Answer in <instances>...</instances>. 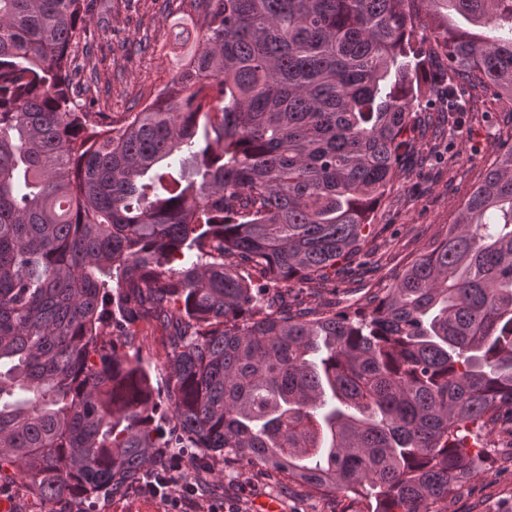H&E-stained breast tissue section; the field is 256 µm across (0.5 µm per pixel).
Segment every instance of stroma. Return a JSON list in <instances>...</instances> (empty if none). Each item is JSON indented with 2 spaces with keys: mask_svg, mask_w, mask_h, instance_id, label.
I'll use <instances>...</instances> for the list:
<instances>
[{
  "mask_svg": "<svg viewBox=\"0 0 512 512\" xmlns=\"http://www.w3.org/2000/svg\"><path fill=\"white\" fill-rule=\"evenodd\" d=\"M95 12L111 13L112 25L90 24L93 65L100 78L90 93L95 110L120 118L133 103H147L171 78V61L181 48L172 24L180 20L196 30L202 0H97ZM473 119L462 132L449 131L437 107L427 108V129L418 139V158L403 163L370 218L373 233L357 256L363 268L337 273L321 286L320 297L306 306L332 301L350 312L376 289L388 287L417 255L425 252L438 231L453 223L457 207L482 181L500 144L512 140V103L493 92L473 88ZM169 328L146 318L134 328V344L155 386L167 377ZM488 455L475 473L461 482L448 501V512H499L512 506V428L496 426L488 437ZM210 505L236 502L238 512H264L265 502L278 512H339L335 498L315 497L297 485L281 483L256 470L226 467L222 483L210 486ZM96 512H172L162 499L128 487L101 496Z\"/></svg>",
  "mask_w": 512,
  "mask_h": 512,
  "instance_id": "1",
  "label": "stroma"
}]
</instances>
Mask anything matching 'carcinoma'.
Instances as JSON below:
<instances>
[{"mask_svg":"<svg viewBox=\"0 0 512 512\" xmlns=\"http://www.w3.org/2000/svg\"><path fill=\"white\" fill-rule=\"evenodd\" d=\"M91 2L0 0V480L87 500L196 448L340 512H448L512 422V145L366 304L278 289L359 252L432 86L450 129L464 82L512 100V0H203L198 44L117 121L73 98L98 82ZM422 28L423 26H417V28L415 29V38L417 40V43H419L420 45L422 44L425 56L429 60L427 69L433 73H435L439 69L444 70L447 61L445 56L443 55L442 49L436 45L434 38L431 37V39H429L430 29H427L425 31ZM170 329L154 318H145L134 327V344L147 364L151 366V376L155 387H162L167 378L165 346Z\"/></svg>","mask_w":512,"mask_h":512,"instance_id":"cac0c4a2","label":"carcinoma"}]
</instances>
